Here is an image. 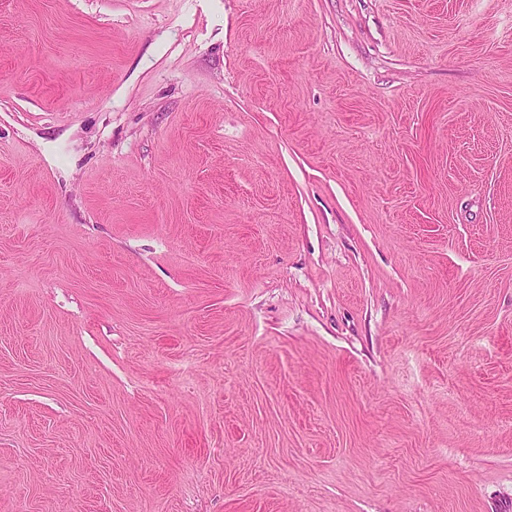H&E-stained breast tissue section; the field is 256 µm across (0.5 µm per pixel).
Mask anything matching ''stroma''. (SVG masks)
I'll use <instances>...</instances> for the list:
<instances>
[{
	"instance_id": "35a3bbf8",
	"label": "stroma",
	"mask_w": 512,
	"mask_h": 512,
	"mask_svg": "<svg viewBox=\"0 0 512 512\" xmlns=\"http://www.w3.org/2000/svg\"><path fill=\"white\" fill-rule=\"evenodd\" d=\"M0 512H512V0H0Z\"/></svg>"
}]
</instances>
